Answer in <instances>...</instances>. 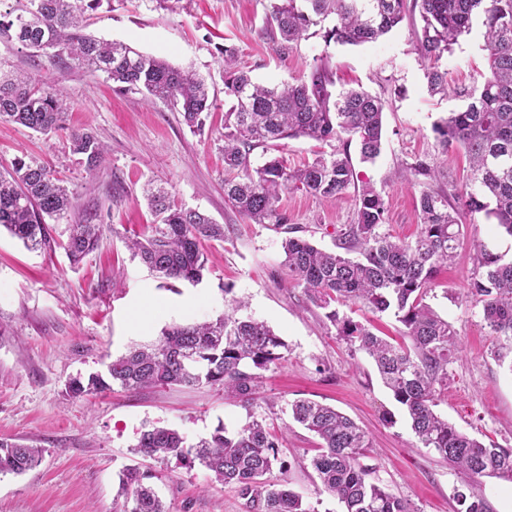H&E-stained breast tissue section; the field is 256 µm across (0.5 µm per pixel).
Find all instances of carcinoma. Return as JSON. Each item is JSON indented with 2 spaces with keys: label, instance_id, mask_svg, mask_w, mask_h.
Returning a JSON list of instances; mask_svg holds the SVG:
<instances>
[{
  "label": "carcinoma",
  "instance_id": "cac0c4a2",
  "mask_svg": "<svg viewBox=\"0 0 512 512\" xmlns=\"http://www.w3.org/2000/svg\"><path fill=\"white\" fill-rule=\"evenodd\" d=\"M102 0H16L0 12V36L58 62L69 58L101 71L127 91L168 102L192 130L203 127L214 105L198 74L148 55L123 41H108L84 32L87 14ZM419 15L414 32L429 91L468 99L433 131L443 150L461 146L472 163L469 185L449 201L434 189L420 196V231L413 241L380 231L386 221L382 191L358 183L348 145L356 143L360 160L381 154L384 102L365 90L336 94L332 75L322 62L305 78L268 87L252 81L238 65L236 50L224 47V96L232 105L224 113V196L255 224H276L282 240V267L307 300L326 310L325 317L350 346L369 355L386 387L410 420L418 444L467 474L466 490L455 493L457 512H491L480 492L483 477L512 482V448L486 445L455 428L434 411L438 388L447 384L459 340L448 320L436 314L425 297L442 268L456 256L463 236V214H482L512 236V0H274L268 18L280 48L302 39L312 26L333 17L323 34L325 44L361 46L390 33L406 15ZM484 27L483 51L490 75L469 91L448 85L441 60L469 32L473 20ZM66 102L58 85L38 87L21 75L0 71V121L48 135L65 128ZM307 138L342 148L318 153L300 168L282 157L251 167L250 155L276 142ZM67 149L92 172L107 147L90 131L76 130ZM415 177L435 181L439 171L425 158L407 166ZM356 193L354 223L338 235L336 247L345 257L295 235L278 202L285 191H302L321 200ZM147 206L158 218L143 240L128 248L149 269L196 287L209 262L202 241L224 238V227L196 208L178 205L168 190L147 184ZM75 207V195L40 157L22 154L0 171V227L29 250L51 246L48 218H60ZM102 227L90 221L70 225L63 248L77 265L95 252ZM467 297L482 305L490 333L512 340V262L477 246ZM362 304L375 312L391 310L405 328L408 346H396L364 325L339 315L333 304ZM231 300L211 322L174 325L158 343L129 351L67 386L72 398L93 396L112 386L134 391L151 386L211 384L224 387V398L247 403L263 382V372L285 360L287 344L266 323L237 316ZM294 422L313 433L319 444L310 466L324 491L336 496L345 512H416L403 498L370 480L361 458L369 448L366 433L336 408L312 400L290 405ZM283 435L257 419L229 433L217 428L210 438L188 446L172 428L153 426L140 433L133 453L173 461L191 469L199 463L220 485H232L244 500L245 512H312L302 497L284 485L269 483L267 474L282 465ZM43 449L0 438V474L19 475L33 469ZM155 474L137 465L119 475L123 503L118 512H169L152 485Z\"/></svg>",
  "mask_w": 512,
  "mask_h": 512
}]
</instances>
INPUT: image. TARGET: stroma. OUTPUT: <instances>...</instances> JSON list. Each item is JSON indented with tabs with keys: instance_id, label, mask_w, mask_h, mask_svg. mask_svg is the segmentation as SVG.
Listing matches in <instances>:
<instances>
[{
	"instance_id": "obj_1",
	"label": "stroma",
	"mask_w": 512,
	"mask_h": 512,
	"mask_svg": "<svg viewBox=\"0 0 512 512\" xmlns=\"http://www.w3.org/2000/svg\"><path fill=\"white\" fill-rule=\"evenodd\" d=\"M269 12L270 0H103L93 13L89 33L129 43L207 80L216 108L196 132L164 101L120 90L105 73L87 72L73 61L57 63L0 39V69L24 72L43 87L61 84L70 103L63 133L42 135L0 122V170L27 151L48 161L76 195L75 208L52 222L50 249L27 250L0 232V437L44 450L39 465L25 474H0V512H115L119 474L137 464L153 471L170 512H244L235 489L214 483L204 466L177 468L132 448L152 425L176 429L194 444L218 426L234 431L255 418L283 434L287 467L273 469L271 480L302 496L312 512H342L309 465L316 437L291 418L290 405L299 399L335 407L361 426L372 441L363 462L372 467L373 480L409 500L415 512H454L453 494L466 475L434 450L417 447L404 409L372 360L337 336L324 309L308 302L301 289L285 285L280 230L252 223L225 203L224 113L231 102L224 96L220 51L236 48L241 66L265 85L303 78L324 54L336 85L359 86L384 100L382 152L375 163L359 162L355 169L360 180L383 192L384 231L406 241L419 230V199L428 184L401 181L398 170L420 156L440 171L437 185L445 192L467 184L468 155L442 151L433 132L466 101L429 94L411 20L364 46L326 45L318 26L281 50L268 26ZM482 31L474 24L445 56L450 85L480 83L486 69ZM80 129L108 146L92 172L66 150L67 131ZM150 181L168 188L175 203L199 209L224 227L225 239L204 244L210 262L198 287L172 288L126 246L147 235L155 221L142 198ZM278 206L300 236L329 250L338 231L354 221L350 192L333 202L287 192ZM87 219L102 225L103 238L74 267L61 244L70 225ZM475 238L512 261V236L483 216L465 217L455 261L440 271L426 297L461 345L435 411L471 437L510 448L512 368L498 359L505 341L490 334L481 306L464 297ZM229 297L242 301L240 316L266 322L288 345L286 360L266 371L251 403L225 400L222 387L206 384L136 392L116 386L97 396H67L70 379L157 342L170 326L216 319ZM339 311L392 343L405 341L393 313L351 304Z\"/></svg>"
}]
</instances>
